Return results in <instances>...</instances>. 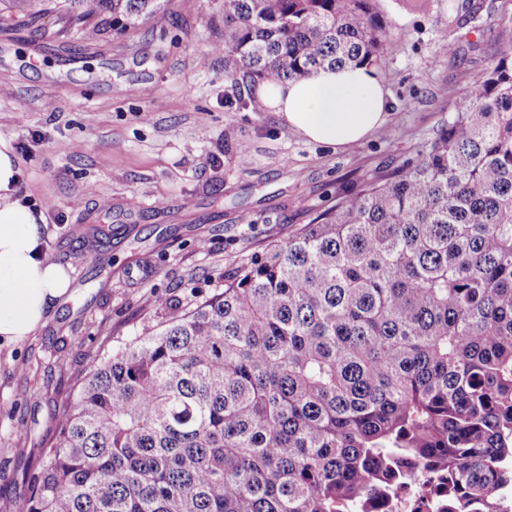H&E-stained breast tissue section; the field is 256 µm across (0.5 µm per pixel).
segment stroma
Here are the masks:
<instances>
[{"mask_svg":"<svg viewBox=\"0 0 512 512\" xmlns=\"http://www.w3.org/2000/svg\"><path fill=\"white\" fill-rule=\"evenodd\" d=\"M164 4L178 22L164 36L144 22L89 43L26 41L0 26V134L20 159V193L45 210L43 250L73 289L35 336L0 344L2 498L21 492L31 449L54 439L52 413L99 349L162 321L146 296L212 294L344 192L416 162L495 61L493 29L512 16V0H432L424 12L384 0L397 36L379 70L386 130L335 149L235 107L252 89L224 73L220 0ZM472 11L487 30L465 24ZM90 224L106 235L87 250L77 238Z\"/></svg>","mask_w":512,"mask_h":512,"instance_id":"obj_1","label":"stroma"}]
</instances>
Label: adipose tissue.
<instances>
[{"label":"adipose tissue","mask_w":512,"mask_h":512,"mask_svg":"<svg viewBox=\"0 0 512 512\" xmlns=\"http://www.w3.org/2000/svg\"><path fill=\"white\" fill-rule=\"evenodd\" d=\"M254 92L282 126L322 145L366 141L387 122L386 91L373 65L259 82ZM20 176L13 141L0 135V341L7 343L34 336L72 286L68 270L43 250L46 215L19 195Z\"/></svg>","instance_id":"ef3b65f1"}]
</instances>
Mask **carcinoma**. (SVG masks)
<instances>
[{"label": "carcinoma", "instance_id": "carcinoma-1", "mask_svg": "<svg viewBox=\"0 0 512 512\" xmlns=\"http://www.w3.org/2000/svg\"><path fill=\"white\" fill-rule=\"evenodd\" d=\"M381 0H221L249 83L384 65ZM175 25L160 0H0L30 40ZM158 327L98 354L12 512H364L448 469L441 512L512 487V26L422 150L336 200L224 288L157 297Z\"/></svg>", "mask_w": 512, "mask_h": 512}]
</instances>
